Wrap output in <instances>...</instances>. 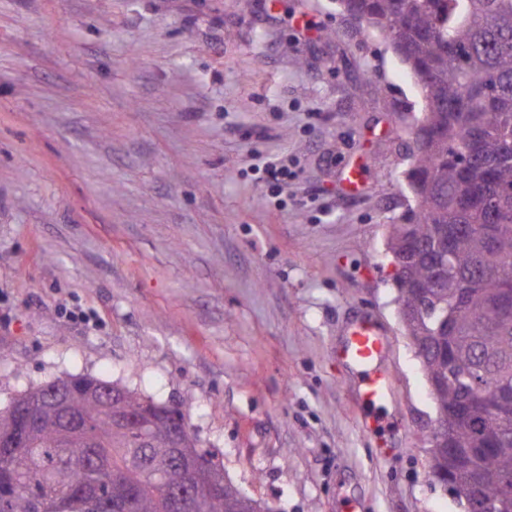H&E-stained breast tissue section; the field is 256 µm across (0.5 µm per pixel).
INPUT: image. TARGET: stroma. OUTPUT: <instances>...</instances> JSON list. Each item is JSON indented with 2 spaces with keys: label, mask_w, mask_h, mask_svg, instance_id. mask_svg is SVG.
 <instances>
[{
  "label": "stroma",
  "mask_w": 512,
  "mask_h": 512,
  "mask_svg": "<svg viewBox=\"0 0 512 512\" xmlns=\"http://www.w3.org/2000/svg\"><path fill=\"white\" fill-rule=\"evenodd\" d=\"M421 107L337 0H0V411L90 375L180 406L272 512H463L386 251ZM282 154L278 208L252 166ZM360 315L395 388L372 434ZM385 331L372 319L358 318L349 327L337 350L339 360L362 374L357 392V404L363 408L392 396L390 374L377 368L386 357L388 343Z\"/></svg>",
  "instance_id": "35a3bbf8"
}]
</instances>
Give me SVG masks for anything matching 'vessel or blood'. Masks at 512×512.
<instances>
[{"label":"vessel or blood","mask_w":512,"mask_h":512,"mask_svg":"<svg viewBox=\"0 0 512 512\" xmlns=\"http://www.w3.org/2000/svg\"><path fill=\"white\" fill-rule=\"evenodd\" d=\"M387 349V339L381 326L372 319L360 318L350 325L337 350L339 360L361 374L357 392L359 406L377 404L393 393L390 374L379 367Z\"/></svg>","instance_id":"1"}]
</instances>
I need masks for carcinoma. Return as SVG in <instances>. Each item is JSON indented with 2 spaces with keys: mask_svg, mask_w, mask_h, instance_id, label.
<instances>
[{
  "mask_svg": "<svg viewBox=\"0 0 512 512\" xmlns=\"http://www.w3.org/2000/svg\"><path fill=\"white\" fill-rule=\"evenodd\" d=\"M342 11L363 19L365 30L397 42V55L418 80L422 110L415 127L428 145L412 155L407 178L420 186L415 207L391 225L387 252L411 250L396 287L398 302L414 306V287L433 297L428 309L402 321L411 343L428 349L420 357L425 377L448 375L454 357L459 373L435 397L448 414L460 448L494 445L474 468L491 512H512V309L498 305L499 289L512 285V0H340ZM497 208L488 211L483 196ZM497 225L494 242L483 228ZM479 382L490 418L474 426L458 406L473 381ZM74 382L93 386L92 396L73 397L87 417L88 434L66 437L61 417L40 409L41 425L17 454L0 452V469L17 466V490L0 512H53L56 503L93 478L90 466L101 457L112 484L139 487L133 512H165L163 490L183 482L172 464L177 445L173 416L139 434L99 415L98 390L124 393L122 409L156 405L137 392L90 376H70L31 387L12 405L38 403L48 388ZM211 476L229 495L203 501L198 512H270L226 482L224 469L207 460Z\"/></svg>",
  "mask_w": 512,
  "mask_h": 512,
  "instance_id": "carcinoma-1",
  "label": "carcinoma"
}]
</instances>
